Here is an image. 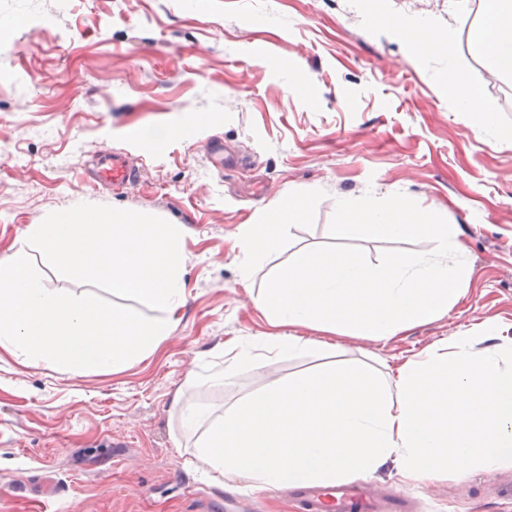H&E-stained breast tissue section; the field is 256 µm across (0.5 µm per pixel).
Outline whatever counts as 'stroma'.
Returning a JSON list of instances; mask_svg holds the SVG:
<instances>
[{
	"label": "stroma",
	"instance_id": "obj_1",
	"mask_svg": "<svg viewBox=\"0 0 512 512\" xmlns=\"http://www.w3.org/2000/svg\"><path fill=\"white\" fill-rule=\"evenodd\" d=\"M469 4L0 0V21H25L0 42V263L30 225L91 203L180 225L185 281L170 337L125 370L73 374L0 346V512H305L294 488L212 479L173 397L217 409L330 355L383 374L459 336L480 355L512 344V149L496 145L512 97L473 48ZM377 13L452 31L493 123L473 132L447 56L415 53ZM108 155L136 172L123 191L88 178ZM287 190L305 218L278 255L246 260V225ZM369 191L460 226L472 273L455 304L384 342L273 324L254 303L266 280L329 243L337 200ZM282 334L306 349L277 355ZM364 490L406 512H512V462L422 481L389 462Z\"/></svg>",
	"mask_w": 512,
	"mask_h": 512
}]
</instances>
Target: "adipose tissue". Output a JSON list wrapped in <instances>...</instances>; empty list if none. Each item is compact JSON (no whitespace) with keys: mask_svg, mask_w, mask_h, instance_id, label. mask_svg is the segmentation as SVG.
<instances>
[{"mask_svg":"<svg viewBox=\"0 0 512 512\" xmlns=\"http://www.w3.org/2000/svg\"><path fill=\"white\" fill-rule=\"evenodd\" d=\"M481 16L474 33V45L486 59L489 68L498 74L512 75V0H481ZM395 33L412 43L419 52L435 49L448 55V90L461 111L475 119L476 128H483L493 119L491 107L469 81L468 63L460 52L452 32L424 24L415 27L395 26ZM306 205L293 193H285L267 212L263 221L247 225L240 248L247 259L261 260L279 253L282 235L289 223L302 218Z\"/></svg>","mask_w":512,"mask_h":512,"instance_id":"obj_1","label":"adipose tissue"}]
</instances>
